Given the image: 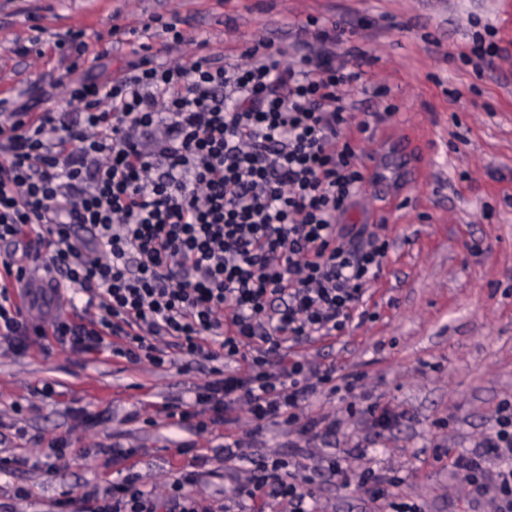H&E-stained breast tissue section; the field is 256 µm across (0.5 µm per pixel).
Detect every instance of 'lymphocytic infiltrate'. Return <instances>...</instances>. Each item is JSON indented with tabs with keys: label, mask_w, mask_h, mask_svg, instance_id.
I'll list each match as a JSON object with an SVG mask.
<instances>
[{
	"label": "lymphocytic infiltrate",
	"mask_w": 512,
	"mask_h": 512,
	"mask_svg": "<svg viewBox=\"0 0 512 512\" xmlns=\"http://www.w3.org/2000/svg\"><path fill=\"white\" fill-rule=\"evenodd\" d=\"M315 43L293 60L260 42L242 60L206 55L157 61L141 43L138 57L107 81L66 85L63 112L25 119L0 113V275L23 281L39 260L60 285L59 300L84 298L100 309L75 323L22 313L0 287V343L25 351L32 339H55L83 352L160 367L168 347L211 361L212 381L193 401L165 405L167 418L196 434L215 433L235 405L256 429L274 424L297 434L295 455L329 441L341 419L302 418L323 388L352 390L357 378L295 360L275 371L269 358L286 343L341 334L375 278L388 242L344 218L364 175L343 136L352 121L343 90L361 74L327 49L328 30L300 24ZM258 353L244 376L218 360L244 348ZM344 456L319 457L310 472L290 471L279 456L255 461L233 493L237 502L264 494L288 512H315L316 478L368 494L391 512H423L395 501L386 478L352 471ZM459 484L489 493L492 512H512V405L493 429L451 462ZM193 473L174 475L164 496L135 475L93 504L71 512H210L192 490Z\"/></svg>",
	"instance_id": "lymphocytic-infiltrate-1"
}]
</instances>
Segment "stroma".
Masks as SVG:
<instances>
[{"label": "stroma", "instance_id": "stroma-1", "mask_svg": "<svg viewBox=\"0 0 512 512\" xmlns=\"http://www.w3.org/2000/svg\"><path fill=\"white\" fill-rule=\"evenodd\" d=\"M176 14L184 61L199 52L236 59L258 40L288 44L294 23L310 17L335 26L337 51L364 52L343 104L366 182L345 221L378 225L390 246L344 334L293 346L282 359L360 376L353 392L316 395L305 412L342 418L340 442L366 441L361 466L401 477L398 495L426 512H489L488 497L468 494L449 464L512 402V0H0V99L12 106L45 86L34 111H64L72 74L60 35L84 31L76 73L98 76L139 46L136 37L117 41L114 29L150 25L158 50L160 24ZM479 23L496 28L500 53L478 74L461 56ZM210 367L188 357L131 364L52 339L17 355L0 349V459L30 461L0 468V512H56L58 501L130 473L160 495L181 470L198 473L195 494L219 512L251 460L288 455L289 436L266 426L245 460L228 461L213 436L160 415L163 403L190 400ZM47 381L49 398L40 394ZM371 405L394 415L383 435L365 413ZM55 438L68 449L51 472L46 443ZM189 440L194 448L178 453L176 443Z\"/></svg>", "mask_w": 512, "mask_h": 512}]
</instances>
